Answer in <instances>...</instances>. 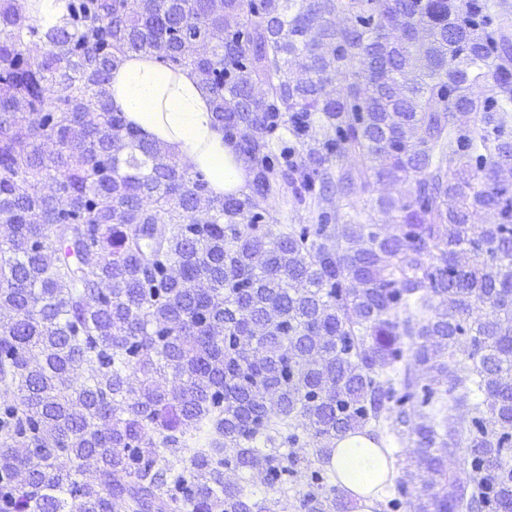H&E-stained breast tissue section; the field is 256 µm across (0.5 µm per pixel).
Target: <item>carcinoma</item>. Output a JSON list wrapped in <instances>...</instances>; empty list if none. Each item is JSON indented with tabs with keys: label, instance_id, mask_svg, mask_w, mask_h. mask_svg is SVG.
Here are the masks:
<instances>
[{
	"label": "carcinoma",
	"instance_id": "1",
	"mask_svg": "<svg viewBox=\"0 0 512 512\" xmlns=\"http://www.w3.org/2000/svg\"><path fill=\"white\" fill-rule=\"evenodd\" d=\"M176 11L0 0V512H354L357 434L401 464L384 512H512V0ZM133 54L197 75L244 188L113 108Z\"/></svg>",
	"mask_w": 512,
	"mask_h": 512
}]
</instances>
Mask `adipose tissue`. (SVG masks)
Returning <instances> with one entry per match:
<instances>
[{
	"label": "adipose tissue",
	"instance_id": "1",
	"mask_svg": "<svg viewBox=\"0 0 512 512\" xmlns=\"http://www.w3.org/2000/svg\"><path fill=\"white\" fill-rule=\"evenodd\" d=\"M111 93L114 108L127 122L206 173L214 194L245 185L244 165L225 144L210 99L192 70L174 73L136 56L113 72ZM331 462L342 485L359 495L358 512H374L378 487L395 469L372 440L356 436L340 442Z\"/></svg>",
	"mask_w": 512,
	"mask_h": 512
}]
</instances>
